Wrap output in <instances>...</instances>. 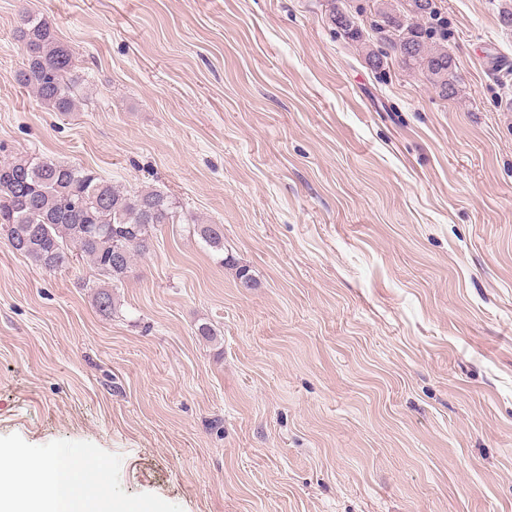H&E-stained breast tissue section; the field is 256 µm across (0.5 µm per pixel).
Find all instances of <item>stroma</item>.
<instances>
[{"label": "stroma", "instance_id": "obj_1", "mask_svg": "<svg viewBox=\"0 0 512 512\" xmlns=\"http://www.w3.org/2000/svg\"><path fill=\"white\" fill-rule=\"evenodd\" d=\"M501 2L436 0L446 100L372 70L328 0H0V143L224 230L159 225L108 317L89 263L1 232L0 449L114 512H512ZM25 10L75 51L76 111L16 83ZM195 225L196 233L214 251H224V232L219 224H199L190 216Z\"/></svg>", "mask_w": 512, "mask_h": 512}]
</instances>
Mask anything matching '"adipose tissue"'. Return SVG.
Instances as JSON below:
<instances>
[{
  "mask_svg": "<svg viewBox=\"0 0 512 512\" xmlns=\"http://www.w3.org/2000/svg\"><path fill=\"white\" fill-rule=\"evenodd\" d=\"M24 478L38 490L21 498L14 489ZM0 512H111V508L107 496L86 497L83 480L65 461L33 459L21 469L0 454Z\"/></svg>",
  "mask_w": 512,
  "mask_h": 512,
  "instance_id": "obj_1",
  "label": "adipose tissue"
}]
</instances>
